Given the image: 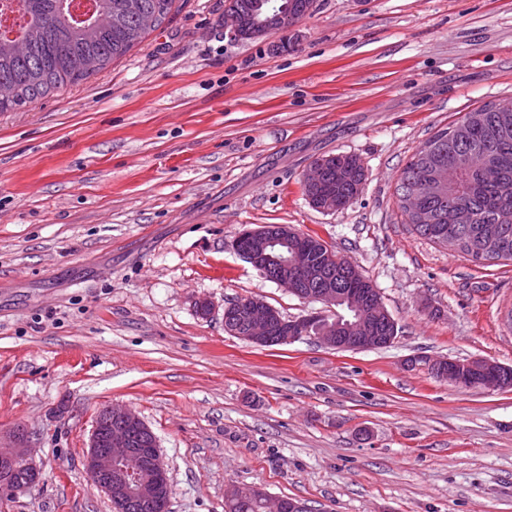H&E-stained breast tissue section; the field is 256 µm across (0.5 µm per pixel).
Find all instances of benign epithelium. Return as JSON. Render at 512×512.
I'll use <instances>...</instances> for the list:
<instances>
[{"label":"benign epithelium","mask_w":512,"mask_h":512,"mask_svg":"<svg viewBox=\"0 0 512 512\" xmlns=\"http://www.w3.org/2000/svg\"><path fill=\"white\" fill-rule=\"evenodd\" d=\"M283 18L284 14L275 13L254 20L248 28L236 8L228 5L224 10V36L238 41L271 36L279 32ZM240 235L250 238L253 244L251 250L240 253V256L258 270L270 258L268 248L279 243L289 248L290 255L277 264L274 277L277 285L308 302L326 307L336 305L338 298L332 282H326L321 288L308 287L309 283L325 278L326 267L303 246L300 233L293 226L258 225L243 229ZM343 298L354 312V319L344 325L319 312L283 320L275 317V311L265 301L253 297L241 298L234 305L226 303L223 311L234 306L238 308L248 326L243 340L257 346L290 343L299 338L296 327L308 323L315 325L314 338L336 351H362L393 343L395 337L386 336L382 331V327L392 323V317L374 302L372 290L348 291ZM429 367L440 378L458 386L499 389L509 387L512 381V368L483 358H436L429 362ZM106 411L111 426L106 431L94 426L84 465L107 496L130 501L147 499L159 481V473L164 471L157 448L135 447L134 433L146 429L139 416L116 405L106 407ZM0 462H21L31 466L28 449L23 443L10 451L0 449ZM268 501L272 512H307L306 506L296 500L270 497Z\"/></svg>","instance_id":"1"}]
</instances>
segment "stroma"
Here are the masks:
<instances>
[{"label": "stroma", "instance_id": "obj_1", "mask_svg": "<svg viewBox=\"0 0 512 512\" xmlns=\"http://www.w3.org/2000/svg\"><path fill=\"white\" fill-rule=\"evenodd\" d=\"M225 0L171 18L91 78L0 112V446L35 486L0 512H113L84 459L101 409L154 433L169 512H224L249 486L313 512H512V388L459 387L428 360L512 367V263L417 235L396 185L466 112L512 98V0H315L295 28L232 41ZM355 155L345 209L303 175ZM317 234L374 285L394 343L261 347L195 303L314 304L231 243Z\"/></svg>", "mask_w": 512, "mask_h": 512}]
</instances>
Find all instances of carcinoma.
<instances>
[{"label": "carcinoma", "mask_w": 512, "mask_h": 512, "mask_svg": "<svg viewBox=\"0 0 512 512\" xmlns=\"http://www.w3.org/2000/svg\"><path fill=\"white\" fill-rule=\"evenodd\" d=\"M175 0H0V16L17 13L20 22L0 29V112L19 110L108 68L126 55L153 27L164 23ZM365 179L360 160L338 153L323 166L320 185L305 189L314 204L333 196L342 207L359 193ZM400 184L414 188L413 207L399 204L405 223L439 245L480 261L476 243L499 240L490 260L512 262V112L486 104L457 123L437 131L406 163ZM460 207L466 223L450 229L442 222L448 209ZM0 479L13 488H31L35 477L23 465L0 464ZM170 491L164 481L152 498L116 512H167ZM226 512H267L265 499L227 498Z\"/></svg>", "instance_id": "cac0c4a2"}]
</instances>
